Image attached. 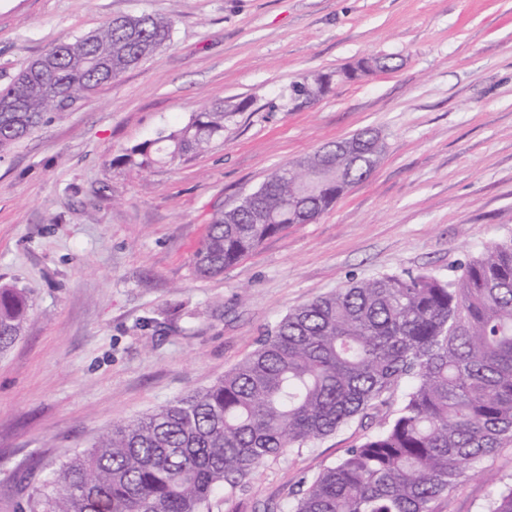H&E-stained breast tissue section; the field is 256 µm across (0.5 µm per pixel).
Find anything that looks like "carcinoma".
Segmentation results:
<instances>
[{
    "mask_svg": "<svg viewBox=\"0 0 512 512\" xmlns=\"http://www.w3.org/2000/svg\"><path fill=\"white\" fill-rule=\"evenodd\" d=\"M172 31L169 18L117 16L52 47L55 90L30 66L0 88V152L155 55ZM321 92L320 81H304L290 98ZM19 101L28 111H12ZM241 110L201 111L115 163L143 173L201 152ZM362 136L371 141L364 151L328 145L272 172L256 201L216 213L195 271L219 276L308 212L331 208L383 151L377 136ZM30 309L26 294L0 288L1 352ZM401 386L394 417L298 491L289 512H435L484 459L512 448V234L446 276L382 275L293 308L224 378L70 457L28 491L25 512H210L217 494L269 458L336 432ZM486 512H512V481L499 480Z\"/></svg>",
    "mask_w": 512,
    "mask_h": 512,
    "instance_id": "cac0c4a2",
    "label": "carcinoma"
}]
</instances>
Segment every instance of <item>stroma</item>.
<instances>
[{
  "mask_svg": "<svg viewBox=\"0 0 512 512\" xmlns=\"http://www.w3.org/2000/svg\"><path fill=\"white\" fill-rule=\"evenodd\" d=\"M143 12L173 20L170 43L0 155V286L32 302L0 353V512H21L22 472L42 484L113 425L212 385L293 308L350 281L447 273L512 233V0H0V86L52 45ZM371 56L392 69L290 99ZM220 102L245 109L206 152L114 165ZM364 129L384 143L364 181L223 275L196 274L217 212ZM398 405L269 459L212 512H287ZM500 478L512 448L436 512H485Z\"/></svg>",
  "mask_w": 512,
  "mask_h": 512,
  "instance_id": "1",
  "label": "stroma"
}]
</instances>
